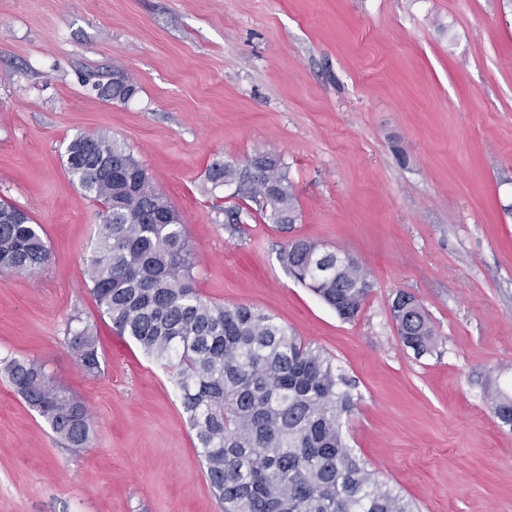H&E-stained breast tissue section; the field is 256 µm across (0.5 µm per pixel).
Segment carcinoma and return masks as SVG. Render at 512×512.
<instances>
[{
	"instance_id": "cac0c4a2",
	"label": "carcinoma",
	"mask_w": 512,
	"mask_h": 512,
	"mask_svg": "<svg viewBox=\"0 0 512 512\" xmlns=\"http://www.w3.org/2000/svg\"><path fill=\"white\" fill-rule=\"evenodd\" d=\"M134 87L121 74L101 96L124 101ZM67 171L102 205L86 272L99 312L115 333L165 362L195 432L206 476L223 512H415L401 492L378 482L347 447L342 428L354 403L349 381L323 350L302 341L263 311L203 298L193 285L195 255L178 213L126 147L106 133L76 136ZM217 188L265 208L283 232L299 205L281 157L258 153L245 163L211 169ZM280 261L344 320L355 319L372 291L357 260L291 237ZM52 261L40 225L20 207L0 202V273L34 275ZM391 314L401 342L433 350V326L416 298L396 294ZM66 346L82 369L101 371L98 334L70 315ZM0 373L50 426L57 440L82 450L92 441L88 406L59 386L40 360L0 358ZM512 428V399L488 396Z\"/></svg>"
}]
</instances>
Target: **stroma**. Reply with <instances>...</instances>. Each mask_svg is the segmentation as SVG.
<instances>
[{"instance_id": "35a3bbf8", "label": "stroma", "mask_w": 512, "mask_h": 512, "mask_svg": "<svg viewBox=\"0 0 512 512\" xmlns=\"http://www.w3.org/2000/svg\"><path fill=\"white\" fill-rule=\"evenodd\" d=\"M135 87L101 97L113 73ZM125 144L178 212L204 298L247 305L320 347L355 386L344 435L418 512H512V6L506 0H0V200L52 261L0 274V355L40 359L94 419L60 445L0 375V512H222L170 374L104 320L85 272L99 206L69 142ZM280 156L292 234L345 252L373 290L341 319L279 260L288 235L209 170ZM241 230H226L227 210ZM413 294L437 344L391 315ZM81 310L89 375L66 347ZM391 314L398 324L397 332L401 342L417 354L430 353L435 345L433 326L416 298L408 292L396 294ZM74 322L78 324L83 322L78 311H74L69 317L66 346L82 369L90 375H95L101 371L98 334L89 325L73 328Z\"/></svg>"}]
</instances>
